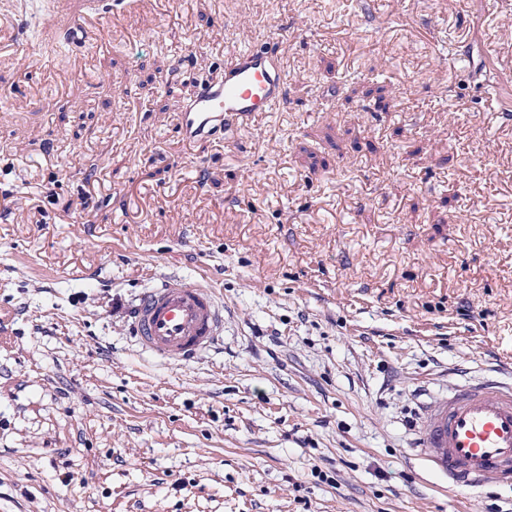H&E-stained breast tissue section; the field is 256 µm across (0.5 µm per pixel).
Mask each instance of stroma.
<instances>
[{"mask_svg":"<svg viewBox=\"0 0 512 512\" xmlns=\"http://www.w3.org/2000/svg\"><path fill=\"white\" fill-rule=\"evenodd\" d=\"M0 18V512H512L412 446L423 404L512 368V0ZM249 47L284 101L181 142ZM169 272L224 300L190 362L131 329Z\"/></svg>","mask_w":512,"mask_h":512,"instance_id":"1","label":"stroma"}]
</instances>
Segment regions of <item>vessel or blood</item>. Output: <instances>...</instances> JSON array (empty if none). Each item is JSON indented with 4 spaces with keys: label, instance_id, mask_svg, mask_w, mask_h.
I'll use <instances>...</instances> for the list:
<instances>
[{
    "label": "vessel or blood",
    "instance_id": "vessel-or-blood-1",
    "mask_svg": "<svg viewBox=\"0 0 512 512\" xmlns=\"http://www.w3.org/2000/svg\"><path fill=\"white\" fill-rule=\"evenodd\" d=\"M285 97L281 66L256 49L234 51L222 81L206 86L178 116L183 141L196 143L231 127L242 113L271 111ZM224 326V305L208 283L164 276L134 309L141 348L168 361H188L212 348ZM497 369L450 390L428 407L419 446L431 469L452 486L512 485V386Z\"/></svg>",
    "mask_w": 512,
    "mask_h": 512
}]
</instances>
